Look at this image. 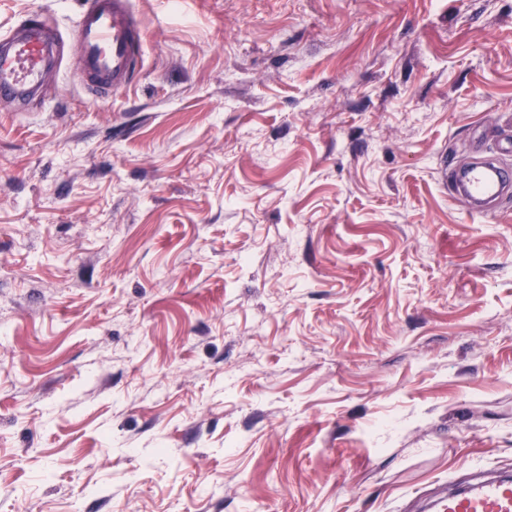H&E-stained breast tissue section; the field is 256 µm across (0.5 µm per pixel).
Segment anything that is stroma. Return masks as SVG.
Here are the masks:
<instances>
[{
	"instance_id": "stroma-1",
	"label": "stroma",
	"mask_w": 512,
	"mask_h": 512,
	"mask_svg": "<svg viewBox=\"0 0 512 512\" xmlns=\"http://www.w3.org/2000/svg\"><path fill=\"white\" fill-rule=\"evenodd\" d=\"M86 0H0V30ZM0 99V512H416L512 471V0H133ZM53 20L40 11L0 35V97L15 111L29 110L49 67L62 62L71 38L79 52L86 95L94 100L112 96L125 86L146 43L144 25L131 0H90L70 32L48 34ZM511 178L497 160L479 162L453 174L454 190L470 201L471 210L483 212L482 205L504 196L511 187Z\"/></svg>"
}]
</instances>
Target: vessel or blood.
Instances as JSON below:
<instances>
[{"instance_id":"vessel-or-blood-1","label":"vessel or blood","mask_w":512,"mask_h":512,"mask_svg":"<svg viewBox=\"0 0 512 512\" xmlns=\"http://www.w3.org/2000/svg\"><path fill=\"white\" fill-rule=\"evenodd\" d=\"M52 24V18L41 12L0 34V97L18 110L29 109L45 72L62 61L71 42L78 48L89 98L106 99L129 82L146 43L132 0H89L70 31L51 33ZM453 184L477 212L511 191L512 177L500 162H479L454 174ZM434 506L437 512H512V476L480 478L458 490L437 493Z\"/></svg>"}]
</instances>
